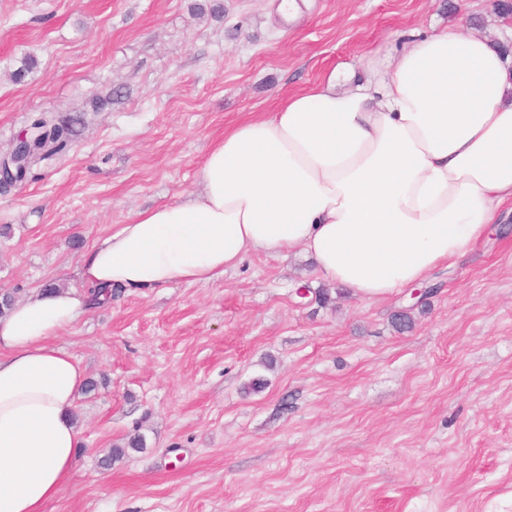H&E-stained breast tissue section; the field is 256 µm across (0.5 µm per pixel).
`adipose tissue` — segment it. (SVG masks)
Wrapping results in <instances>:
<instances>
[{
    "instance_id": "adipose-tissue-1",
    "label": "adipose tissue",
    "mask_w": 512,
    "mask_h": 512,
    "mask_svg": "<svg viewBox=\"0 0 512 512\" xmlns=\"http://www.w3.org/2000/svg\"><path fill=\"white\" fill-rule=\"evenodd\" d=\"M198 183L98 239L82 280L155 290L298 248L322 279L387 296L464 254L512 202V68L479 35L410 40L348 90L327 78L227 129ZM88 306L39 291L0 317V512H44L70 478L86 376L56 340Z\"/></svg>"
}]
</instances>
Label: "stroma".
Masks as SVG:
<instances>
[{
  "label": "stroma",
  "instance_id": "1",
  "mask_svg": "<svg viewBox=\"0 0 512 512\" xmlns=\"http://www.w3.org/2000/svg\"><path fill=\"white\" fill-rule=\"evenodd\" d=\"M0 0V154L32 112L80 113L72 149L0 194V288L81 284V254L198 188L225 129L410 36L512 27L497 0ZM35 64L14 74L26 57ZM365 300L293 250L208 283L113 291L58 340L93 390L45 512H512V204L428 278ZM331 299L320 303L317 293ZM405 310L414 324L397 331ZM267 379L259 393L252 379ZM146 448L104 465L135 434Z\"/></svg>",
  "mask_w": 512,
  "mask_h": 512
}]
</instances>
